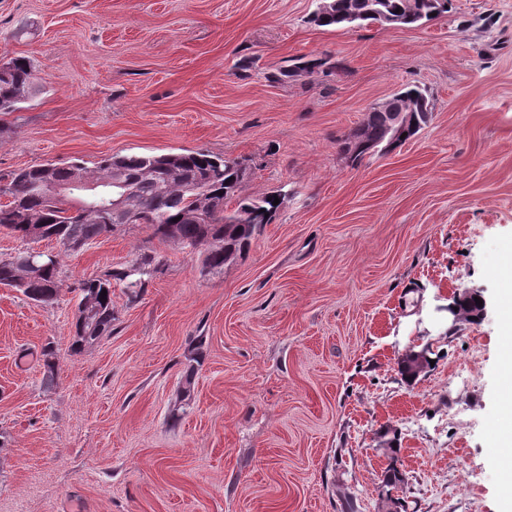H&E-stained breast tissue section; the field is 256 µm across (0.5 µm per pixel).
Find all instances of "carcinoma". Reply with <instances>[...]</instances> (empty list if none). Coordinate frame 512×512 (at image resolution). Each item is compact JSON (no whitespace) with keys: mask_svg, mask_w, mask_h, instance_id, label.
Listing matches in <instances>:
<instances>
[{"mask_svg":"<svg viewBox=\"0 0 512 512\" xmlns=\"http://www.w3.org/2000/svg\"><path fill=\"white\" fill-rule=\"evenodd\" d=\"M450 0H319L309 23L321 27L345 29L377 25L387 26L384 16H392L403 28H413L437 20L448 13ZM336 65L326 59L297 58L270 75L274 82L294 81L317 71L331 75ZM33 66L29 58L17 56L7 61L6 76H0V112H12L30 94ZM408 118L406 138L415 136L432 118L427 90L405 85L395 92L385 107L369 108L362 122L337 140L339 154L353 166L367 157L394 148L389 124L392 114ZM76 167L87 174L101 176L118 171L134 193L130 206L139 212L152 236L173 241L193 250L203 246L202 267L221 271L243 257L251 241L264 225L278 215L286 195L277 190L261 197L242 194L247 175L243 160L213 155L202 149L165 154L113 155L101 159L90 170L81 162L58 167L42 164L6 176H0V230L28 239L29 226L38 224L41 239L56 240L64 247L78 242L83 246L126 224L125 212L107 209L83 195L57 199L40 185L53 179L65 181ZM279 199V204L271 202ZM235 202L232 210L227 203ZM158 271L154 257L140 254L123 267L103 277H90L79 283V302L71 348L82 349L103 336L112 335V287L125 288L129 299H137ZM59 261L51 253L34 254L26 249L8 260H0V285L15 288L34 303L46 304L57 295ZM107 295L100 296L101 291ZM43 382L51 387L57 378V352L53 343L41 351ZM401 374L417 378L429 367L427 357L406 354Z\"/></svg>","mask_w":512,"mask_h":512,"instance_id":"1","label":"carcinoma"}]
</instances>
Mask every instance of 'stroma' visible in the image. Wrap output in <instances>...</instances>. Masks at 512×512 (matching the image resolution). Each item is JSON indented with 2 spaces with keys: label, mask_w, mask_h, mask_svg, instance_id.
Segmentation results:
<instances>
[{
  "label": "stroma",
  "mask_w": 512,
  "mask_h": 512,
  "mask_svg": "<svg viewBox=\"0 0 512 512\" xmlns=\"http://www.w3.org/2000/svg\"><path fill=\"white\" fill-rule=\"evenodd\" d=\"M314 8L0 0V59L35 75L0 113V174L205 149L247 159L243 194L288 193L220 272L142 224L77 252L38 242L60 263L55 300L0 287V512H382L393 465L407 512H500L512 0H451L400 29L319 28ZM299 57L345 73L271 81ZM407 83L429 124L351 166L338 139ZM141 253L159 264L141 298L114 287L111 335L71 350L80 280ZM464 288L482 289L481 319L448 313ZM425 348L433 366L405 380L400 358Z\"/></svg>",
  "instance_id": "stroma-1"
}]
</instances>
